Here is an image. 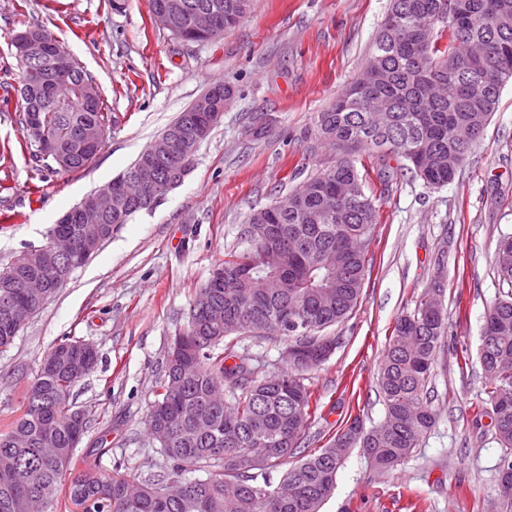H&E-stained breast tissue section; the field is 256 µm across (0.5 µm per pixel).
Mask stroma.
Masks as SVG:
<instances>
[{
    "mask_svg": "<svg viewBox=\"0 0 512 512\" xmlns=\"http://www.w3.org/2000/svg\"><path fill=\"white\" fill-rule=\"evenodd\" d=\"M389 4L253 0L234 27L193 43L157 25L150 0H126L119 13L108 0H0V97L10 98L0 108V267L46 245L66 211L123 174L211 84L235 91L181 184L120 225L0 350V431L24 410L23 376L74 337L100 355L72 389L88 421L77 468L133 482L164 470L147 418L172 342L250 214L335 161L317 114L360 77ZM36 24L84 67L111 116L101 150L78 172H52L19 121L23 73L9 38ZM367 180L380 221L359 303L330 328L339 343L306 379L319 402L306 448L324 447L353 419L368 428L382 421L377 373L389 336L438 281L448 335L429 384L436 425L387 472L353 450L321 512H488L504 450L477 357L485 312L508 291L494 255L512 236V80L452 183L435 189L408 173L385 190L375 175Z\"/></svg>",
    "mask_w": 512,
    "mask_h": 512,
    "instance_id": "1",
    "label": "stroma"
}]
</instances>
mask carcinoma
Wrapping results in <instances>:
<instances>
[{
    "mask_svg": "<svg viewBox=\"0 0 512 512\" xmlns=\"http://www.w3.org/2000/svg\"><path fill=\"white\" fill-rule=\"evenodd\" d=\"M184 6L177 21L179 39L202 43L192 29V17L216 4L222 6L224 25L233 26L247 0H177ZM392 27L382 24L371 52L381 58L378 79L356 81L323 112L317 114L320 137L336 147V162L309 178L308 192L292 190L268 207L250 214L240 240L243 249L226 256L202 287L208 301L224 309V323L187 325L193 337L195 362L186 379H173L171 361L151 409L170 417L161 430L155 414L148 428L170 468L140 482L136 495L128 481L87 468L71 476L69 495L86 512H320L332 493L336 475L349 451L359 448L377 469L391 468L408 458L435 426L427 385L437 351L448 333L440 282L423 296L414 314L398 319L384 351L378 388L385 415L367 430L354 419L325 447L305 451L304 436L315 409L303 373L312 365L288 368L261 377L248 351L239 344L248 337L273 338L298 344L304 336L283 326L288 315L307 324L309 337L320 336L344 320L361 295L368 247L378 224L376 198L368 192L352 152L366 150L375 160L383 189L410 171L427 184L452 182L483 138L496 111L503 83L512 78V0H391ZM63 84L51 80L48 56L31 62L43 75L37 84L21 85L17 92L27 109L40 110L57 152L66 156L57 170L76 172L95 157L77 133L106 125L99 96L86 88L92 81L72 57ZM479 80L487 94L470 98L465 84ZM390 102V124L380 130L370 123L372 101ZM203 113L187 107L172 126L192 137ZM408 162L393 167L390 159ZM154 203L133 201L124 211L106 214L95 223L83 217L56 224L51 233L66 234L73 245L108 225L125 224ZM42 252L29 254L27 266L0 269V304L17 299L7 287L43 271ZM501 281L512 284V237L500 242L496 253ZM79 340L58 343L40 364L25 396V409L8 430L0 432V456H11L24 480L0 471V512H22L27 498H36L44 512H54L62 477L71 470L76 447L87 424L73 425L75 409L69 402L78 381L75 348ZM495 439L505 449L498 476L508 478L499 489L498 512H512V297L494 302L485 316L478 355ZM283 481L294 485L286 500L274 496L269 484L256 483L255 471L273 470L296 455ZM264 457L260 468L251 466ZM202 472L198 477L195 472ZM169 481L180 483L172 500L159 491Z\"/></svg>",
    "mask_w": 512,
    "mask_h": 512,
    "instance_id": "obj_1",
    "label": "carcinoma"
}]
</instances>
